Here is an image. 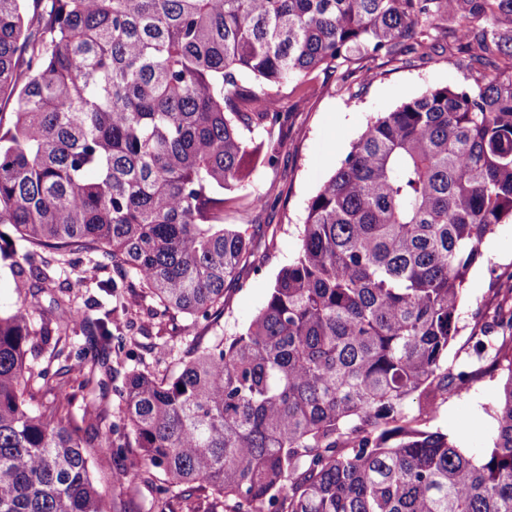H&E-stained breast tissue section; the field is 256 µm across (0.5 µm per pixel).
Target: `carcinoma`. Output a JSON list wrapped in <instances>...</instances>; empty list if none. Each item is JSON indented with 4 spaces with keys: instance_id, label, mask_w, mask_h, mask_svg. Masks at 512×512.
<instances>
[{
    "instance_id": "cac0c4a2",
    "label": "carcinoma",
    "mask_w": 512,
    "mask_h": 512,
    "mask_svg": "<svg viewBox=\"0 0 512 512\" xmlns=\"http://www.w3.org/2000/svg\"><path fill=\"white\" fill-rule=\"evenodd\" d=\"M24 2L0 0V224L23 286L0 308V512H112L92 448L139 456L151 512L202 496L223 512H512V288L471 336L480 366H448L469 272L512 219V0H47L28 23ZM448 14L458 28L434 24ZM440 36L481 80L372 117L248 327L192 337L174 373L132 371L130 440L83 427L108 398L112 313L76 304L66 259L124 271L154 316L218 322L256 237L224 207L279 160L254 130L288 119L263 88L300 91L353 54L344 78L367 83ZM43 249L59 259L35 271ZM62 358L79 362L78 407ZM499 369L480 457L418 427Z\"/></svg>"
}]
</instances>
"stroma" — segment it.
<instances>
[{"label":"stroma","mask_w":512,"mask_h":512,"mask_svg":"<svg viewBox=\"0 0 512 512\" xmlns=\"http://www.w3.org/2000/svg\"><path fill=\"white\" fill-rule=\"evenodd\" d=\"M453 39L441 40L430 56L397 55L379 59L376 74L368 84L342 80L340 73L315 71L306 78L304 95L290 89H271L266 94L270 109L287 113L285 125L256 131L257 140H278L282 147L279 161L269 167L258 164L253 190L270 193L274 204L264 212L248 207L241 199L226 207L228 224H256L255 264L260 272L244 267L239 282L228 284L224 293V316L216 326L205 329V336H231L244 330L265 303L280 269L298 246V227L303 223L308 200L337 168L352 144L377 113L386 112L401 102L418 96L431 87L475 85L477 74L466 64L449 65L455 53ZM512 281V223L498 225L483 248L465 285L460 305L461 330L448 346V363L465 361L470 337L486 309L492 290ZM112 318L114 335L122 343L112 365L109 382L108 416L98 417L97 425L107 426L111 417L121 414L122 394L130 371L165 373L176 369L173 350H186L184 317L157 319L146 305L124 300ZM506 375L495 371L452 395L427 421L426 428L439 431L456 441L466 452L480 455L491 445L496 424L494 405ZM136 456L114 460L111 454L93 457V475L108 490H130L135 502L149 503L146 486L128 489L126 472L137 469Z\"/></svg>","instance_id":"1"}]
</instances>
